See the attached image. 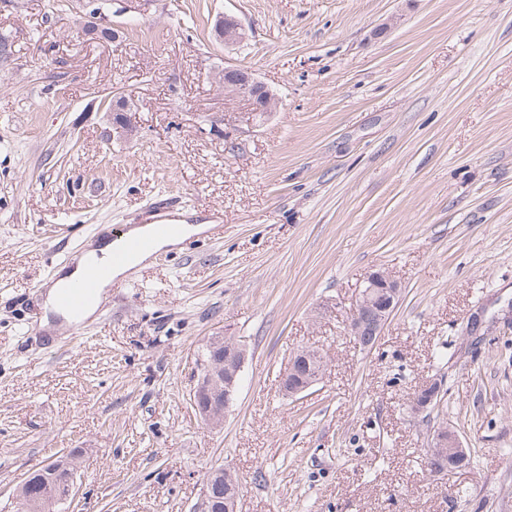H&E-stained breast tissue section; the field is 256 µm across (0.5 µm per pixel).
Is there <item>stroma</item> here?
I'll return each instance as SVG.
<instances>
[{
    "label": "stroma",
    "mask_w": 512,
    "mask_h": 512,
    "mask_svg": "<svg viewBox=\"0 0 512 512\" xmlns=\"http://www.w3.org/2000/svg\"><path fill=\"white\" fill-rule=\"evenodd\" d=\"M89 10L0 0V512L68 451L79 491L51 512H190L219 466L241 512H512V0H107L111 40ZM225 13L243 45L216 41ZM227 65L277 109L224 94ZM163 199L223 238L109 288L81 343L42 327L55 255ZM377 270L401 294L366 352L344 324ZM219 333L248 357L215 430L190 392ZM305 347L329 367L284 397ZM442 422L474 458L445 477L423 461ZM444 381L443 379H433L426 387L414 398L412 403V411L417 416H422V422L428 421L432 412L438 408L439 404L435 401L443 393ZM56 462H53L52 464H50L46 467L54 466ZM46 467L36 468V469L32 470L31 472H29L27 474V476L23 479V481L16 487V489L14 491V495H15L16 500L19 502V504L21 506L20 507L21 511L29 510L31 504L33 503V499L30 498L26 494L25 490L32 485L34 477L35 476L42 477L45 480L43 475L46 476L47 474H54L53 469H47ZM45 483H46V480H45Z\"/></svg>",
    "instance_id": "35a3bbf8"
}]
</instances>
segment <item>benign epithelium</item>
<instances>
[{
  "mask_svg": "<svg viewBox=\"0 0 512 512\" xmlns=\"http://www.w3.org/2000/svg\"><path fill=\"white\" fill-rule=\"evenodd\" d=\"M219 39L224 46H238L246 38L245 27L233 15H226L217 27ZM224 90L246 97L255 106L257 112H271L278 105L277 98L258 81L253 73L236 66H226L219 75ZM400 295V284L389 273L376 271L370 273L359 290L351 312L345 323V332L358 347L371 350L375 347L382 330L388 323ZM208 349L211 355L197 360L196 384L192 392V405L201 422L211 429H218L224 423V417L233 407L238 393L237 377L247 360V347L243 340L234 336H213ZM326 370L324 357L309 348L299 350L280 373V391L285 396L301 394L315 385ZM444 381L436 378L414 398L412 411L426 421L430 413L438 408L437 398L443 393ZM430 447L444 449L448 463L432 465L435 475L453 474L467 467L468 449L463 445L456 430L439 425L431 430ZM59 470L66 472L64 483L66 493L61 495L65 501L72 499L78 492L77 468L67 461L59 462ZM53 470L45 467L29 472L16 487L14 495L20 504V510L27 512L33 499L26 489L33 483L34 477L51 474ZM222 500L211 480L203 481L199 501L192 512H212V504Z\"/></svg>",
  "mask_w": 512,
  "mask_h": 512,
  "instance_id": "7a95c632",
  "label": "benign epithelium"
}]
</instances>
